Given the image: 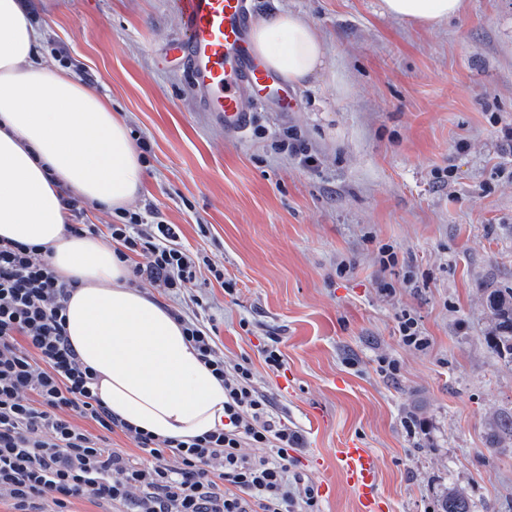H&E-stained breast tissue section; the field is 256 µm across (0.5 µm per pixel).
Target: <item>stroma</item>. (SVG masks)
I'll return each instance as SVG.
<instances>
[{
    "label": "stroma",
    "mask_w": 512,
    "mask_h": 512,
    "mask_svg": "<svg viewBox=\"0 0 512 512\" xmlns=\"http://www.w3.org/2000/svg\"><path fill=\"white\" fill-rule=\"evenodd\" d=\"M247 7L255 21L298 12L326 54L293 108L244 92L234 132L202 110L174 49L175 0H32L42 58L108 97L148 145L129 211L178 225L235 288L141 290L210 318L227 363L251 360L304 437L290 473L318 488L321 512H357L335 459L352 441L379 459L384 512H435L447 487L474 512H512V438L492 431L512 417V363L488 345L483 296L512 287V0H466L433 27L383 14L381 0ZM289 130L313 166L273 149ZM343 259L353 271L340 278ZM405 311L427 349L403 343ZM272 336L276 370L262 355ZM384 357L397 374L381 372Z\"/></svg>",
    "instance_id": "1"
}]
</instances>
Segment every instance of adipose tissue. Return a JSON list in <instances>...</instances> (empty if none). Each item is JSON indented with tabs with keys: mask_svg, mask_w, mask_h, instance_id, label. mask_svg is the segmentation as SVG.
I'll list each match as a JSON object with an SVG mask.
<instances>
[{
	"mask_svg": "<svg viewBox=\"0 0 512 512\" xmlns=\"http://www.w3.org/2000/svg\"><path fill=\"white\" fill-rule=\"evenodd\" d=\"M464 0H382L394 18L438 24ZM28 0H0V239L41 246L56 273L76 281L65 310L73 348L98 375L104 405L160 439L224 425V385L186 342L169 310L128 283L105 240L67 232L64 195L122 210L141 187L137 145L112 104L42 60ZM254 53L288 83L320 70L324 43L302 15L256 22Z\"/></svg>",
	"mask_w": 512,
	"mask_h": 512,
	"instance_id": "1",
	"label": "adipose tissue"
}]
</instances>
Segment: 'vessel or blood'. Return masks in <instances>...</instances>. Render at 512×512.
I'll use <instances>...</instances> for the list:
<instances>
[{"label":"vessel or blood","mask_w":512,"mask_h":512,"mask_svg":"<svg viewBox=\"0 0 512 512\" xmlns=\"http://www.w3.org/2000/svg\"><path fill=\"white\" fill-rule=\"evenodd\" d=\"M176 4L186 31L176 49L188 61L203 109L229 129H243L247 114L241 85L275 94L284 90L281 81L251 55L245 0H176ZM336 467L355 495L359 512H382L376 492L379 462L373 454L347 444L336 451Z\"/></svg>","instance_id":"vessel-or-blood-1"}]
</instances>
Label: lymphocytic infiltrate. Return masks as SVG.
I'll list each match as a JSON object with an SVG mask.
<instances>
[{"label":"lymphocytic infiltrate","instance_id":"lymphocytic-infiltrate-1","mask_svg":"<svg viewBox=\"0 0 512 512\" xmlns=\"http://www.w3.org/2000/svg\"><path fill=\"white\" fill-rule=\"evenodd\" d=\"M107 236L130 284L146 280L175 294L205 272L224 280L223 265L183 246L176 225L130 215L108 225ZM72 288L37 247L0 240V500L14 512H43L47 499L68 512L87 496L125 512H320L317 488L288 477V451L302 445L301 433L282 423L250 360L226 364L215 327L198 318L175 316L224 384V427L159 439L112 415L96 392V372L67 336ZM77 417L124 433L144 459L106 447L101 435L74 425Z\"/></svg>","mask_w":512,"mask_h":512}]
</instances>
